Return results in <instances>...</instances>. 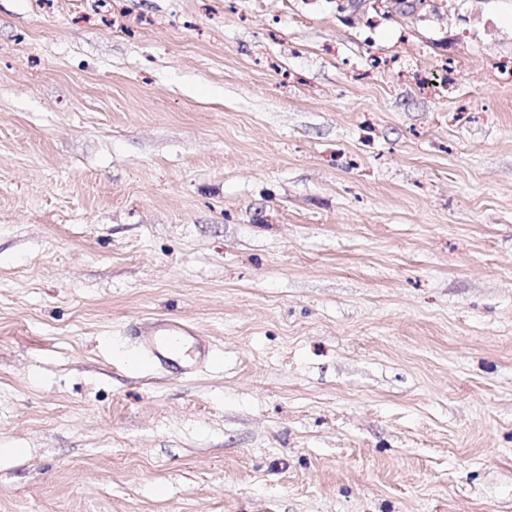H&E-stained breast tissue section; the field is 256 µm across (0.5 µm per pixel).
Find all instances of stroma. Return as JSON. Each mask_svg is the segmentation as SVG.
<instances>
[{"instance_id":"1","label":"stroma","mask_w":512,"mask_h":512,"mask_svg":"<svg viewBox=\"0 0 512 512\" xmlns=\"http://www.w3.org/2000/svg\"><path fill=\"white\" fill-rule=\"evenodd\" d=\"M373 2L0 0V512H512V0ZM147 336L145 348L148 358L154 365L167 364L169 356L187 337L194 339V345L193 355L190 357L192 364L185 369L186 371L194 369L203 362L212 363L217 357L216 351L210 344L194 336L188 326L178 321L154 323Z\"/></svg>"}]
</instances>
